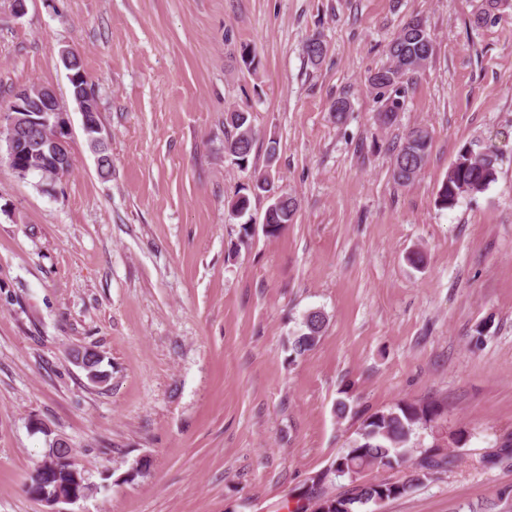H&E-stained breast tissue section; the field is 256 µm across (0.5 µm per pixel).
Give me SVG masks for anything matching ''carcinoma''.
<instances>
[{
	"label": "carcinoma",
	"mask_w": 512,
	"mask_h": 512,
	"mask_svg": "<svg viewBox=\"0 0 512 512\" xmlns=\"http://www.w3.org/2000/svg\"><path fill=\"white\" fill-rule=\"evenodd\" d=\"M512 10V0H484L470 19L471 27L481 28L488 20ZM432 42L431 34L418 19L406 22L387 46L389 65L375 71L370 83L380 96L386 97L385 108L378 113L381 124L389 126L405 106L408 81L393 80L397 68L405 60L423 57L429 60L426 43ZM327 53L325 42L318 36L307 42V59L319 65ZM71 72L78 77L72 91L91 89L85 74L81 56L73 57ZM230 128L224 142V153L239 169L248 168L255 147V132L247 112L231 109L224 117ZM432 137L427 128L417 126L409 130L392 147V178L401 186L412 183L423 169L429 155ZM499 169V153L496 147H463L448 166V172L437 191L435 204L441 209H452L467 197L484 193L496 182ZM298 201L291 195H275L264 213L265 235L277 237L289 224L294 223ZM327 315L321 310L308 312L300 330L288 339L291 360L305 355L320 341L326 327ZM440 415V408L433 404L401 402L387 410L368 415L348 442L347 448L334 459L330 466L313 480L305 491L307 497H326L331 494L333 478L346 477L351 485L337 500L339 508L334 512H363L369 504L382 505L383 492L373 483L358 486L356 475L366 468L394 469L406 463L414 451H419L412 463L411 474L403 481L400 495L407 494L419 483L442 473L452 464V458L437 448H421L415 441L418 431L429 426L431 416Z\"/></svg>",
	"instance_id": "cac0c4a2"
}]
</instances>
